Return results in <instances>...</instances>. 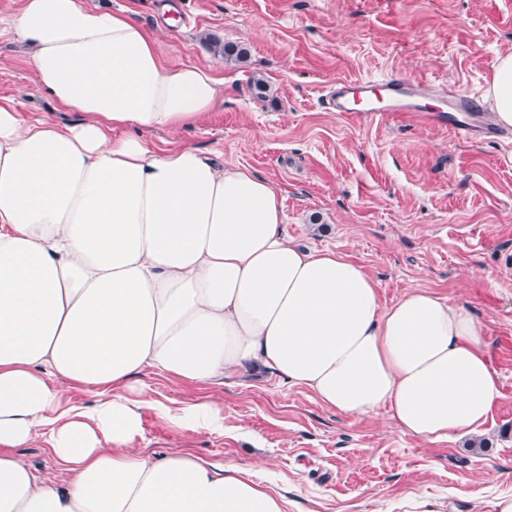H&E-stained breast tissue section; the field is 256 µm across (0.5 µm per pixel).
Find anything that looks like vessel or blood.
Returning <instances> with one entry per match:
<instances>
[{
  "instance_id": "vessel-or-blood-1",
  "label": "vessel or blood",
  "mask_w": 512,
  "mask_h": 512,
  "mask_svg": "<svg viewBox=\"0 0 512 512\" xmlns=\"http://www.w3.org/2000/svg\"><path fill=\"white\" fill-rule=\"evenodd\" d=\"M422 86V81L392 74L367 80L339 79L325 93L324 102L332 112L367 113L375 118L413 113L425 122L448 126L460 136H494V129L482 120L485 107L478 96L452 91L447 108H430L420 102Z\"/></svg>"
}]
</instances>
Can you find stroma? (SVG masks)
Wrapping results in <instances>:
<instances>
[{
    "label": "stroma",
    "instance_id": "35a3bbf8",
    "mask_svg": "<svg viewBox=\"0 0 512 512\" xmlns=\"http://www.w3.org/2000/svg\"><path fill=\"white\" fill-rule=\"evenodd\" d=\"M84 2L126 10L169 68L208 67L224 81L223 102L192 127L146 132L151 144L192 145L267 180L288 238L360 264L382 305L412 288L469 305L499 379L478 435L432 441L402 434L387 410L344 415L262 370L198 386L150 374L141 447L258 465L286 512H496L512 495V130L465 141L412 115L327 111L322 92L339 78L396 74L430 80L439 96L484 95L512 50V0ZM214 38L247 56L214 53ZM26 58L0 31V103L27 119L73 121ZM190 396L223 404V432L175 427L152 407Z\"/></svg>",
    "mask_w": 512,
    "mask_h": 512
}]
</instances>
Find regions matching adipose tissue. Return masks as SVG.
<instances>
[{"label":"adipose tissue","instance_id":"ef3b65f1","mask_svg":"<svg viewBox=\"0 0 512 512\" xmlns=\"http://www.w3.org/2000/svg\"><path fill=\"white\" fill-rule=\"evenodd\" d=\"M8 25L81 120L0 104V512H285L247 468L139 448L133 382L150 372L207 385L262 367L342 414L388 409L415 438L487 422L499 383L468 308L423 288L381 305L361 265L288 240L267 180L144 139L214 108L209 68L166 67L134 17L82 0H22ZM488 92L512 127L511 50ZM71 388L94 406H65ZM159 411L224 428L212 401ZM40 429L57 474L15 454Z\"/></svg>","mask_w":512,"mask_h":512}]
</instances>
